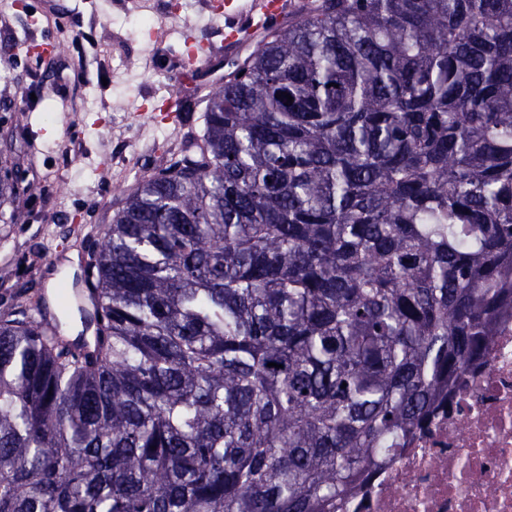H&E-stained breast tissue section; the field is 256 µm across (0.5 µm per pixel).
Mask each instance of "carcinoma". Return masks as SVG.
<instances>
[{"instance_id": "carcinoma-1", "label": "carcinoma", "mask_w": 512, "mask_h": 512, "mask_svg": "<svg viewBox=\"0 0 512 512\" xmlns=\"http://www.w3.org/2000/svg\"><path fill=\"white\" fill-rule=\"evenodd\" d=\"M304 9L171 84L202 134L84 239L92 339L0 312V512H336L512 315V0ZM43 195L0 159V223Z\"/></svg>"}]
</instances>
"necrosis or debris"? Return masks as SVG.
Returning a JSON list of instances; mask_svg holds the SVG:
<instances>
[{
  "instance_id": "1",
  "label": "necrosis or debris",
  "mask_w": 512,
  "mask_h": 512,
  "mask_svg": "<svg viewBox=\"0 0 512 512\" xmlns=\"http://www.w3.org/2000/svg\"><path fill=\"white\" fill-rule=\"evenodd\" d=\"M337 512H512V319L467 367L450 410Z\"/></svg>"
}]
</instances>
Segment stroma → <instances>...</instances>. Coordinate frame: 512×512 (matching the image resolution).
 <instances>
[{
	"instance_id": "stroma-1",
	"label": "stroma",
	"mask_w": 512,
	"mask_h": 512,
	"mask_svg": "<svg viewBox=\"0 0 512 512\" xmlns=\"http://www.w3.org/2000/svg\"><path fill=\"white\" fill-rule=\"evenodd\" d=\"M222 2L0 0L8 20L0 26V114L20 104L19 86L37 75L58 117L44 127L42 154L24 156L31 177L46 186L44 197L30 204L28 223H0V305L25 279L60 313L54 289L71 285L85 236L110 224L117 188L132 185L188 131L161 120L168 109L163 52L177 51L183 35L198 36L212 49L213 83L226 74ZM159 26L169 33L162 49L152 38ZM63 34L79 39L69 56L45 62L26 51ZM45 248L54 263L38 259Z\"/></svg>"
}]
</instances>
